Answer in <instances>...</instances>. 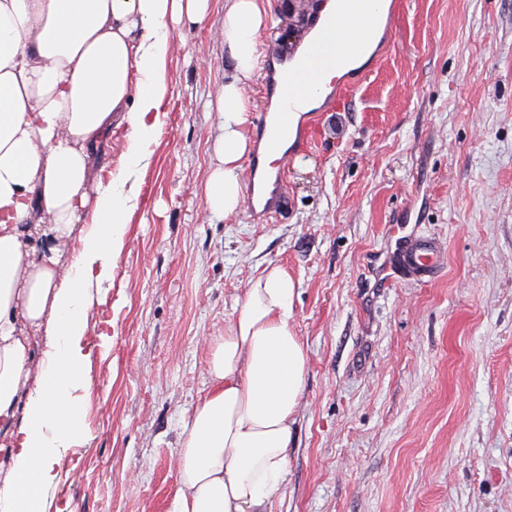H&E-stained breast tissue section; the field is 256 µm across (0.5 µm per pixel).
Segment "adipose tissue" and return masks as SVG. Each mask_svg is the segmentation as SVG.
<instances>
[{"instance_id": "1", "label": "adipose tissue", "mask_w": 512, "mask_h": 512, "mask_svg": "<svg viewBox=\"0 0 512 512\" xmlns=\"http://www.w3.org/2000/svg\"><path fill=\"white\" fill-rule=\"evenodd\" d=\"M209 0H0V429L13 467L0 512H47L62 449L86 435L91 314L111 288L137 174L162 124L163 65L178 26L202 22ZM271 0H224L220 42L233 75L216 94L222 115L206 212L237 213L254 148L255 109L243 85L260 76ZM323 83L365 63L374 46L354 20L329 33ZM128 129L120 167L102 179L106 133ZM73 245L69 266L61 246ZM297 286L263 270L210 345L209 388L182 431L168 512H266L279 495L308 366L293 323ZM43 333V346L30 333ZM39 376H32L33 362ZM33 392L23 393L28 378Z\"/></svg>"}]
</instances>
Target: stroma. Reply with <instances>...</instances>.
Listing matches in <instances>:
<instances>
[{
    "label": "stroma",
    "mask_w": 512,
    "mask_h": 512,
    "mask_svg": "<svg viewBox=\"0 0 512 512\" xmlns=\"http://www.w3.org/2000/svg\"><path fill=\"white\" fill-rule=\"evenodd\" d=\"M395 27L315 109L269 215L210 216L200 187L232 67L224 0L174 31L166 115L90 356L86 438L52 512H167L210 338L253 279L297 283L308 370L269 512H512V0H396ZM325 0H271L287 59ZM439 238L429 283L384 272L393 225Z\"/></svg>",
    "instance_id": "35a3bbf8"
}]
</instances>
